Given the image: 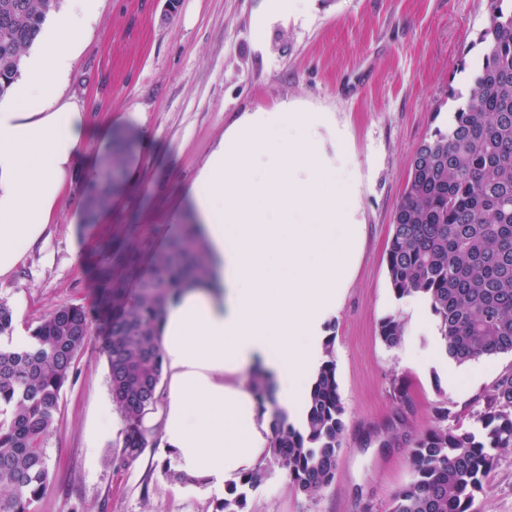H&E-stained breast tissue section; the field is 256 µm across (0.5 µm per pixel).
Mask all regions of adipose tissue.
<instances>
[{
  "mask_svg": "<svg viewBox=\"0 0 512 512\" xmlns=\"http://www.w3.org/2000/svg\"><path fill=\"white\" fill-rule=\"evenodd\" d=\"M100 0H68L39 38L25 80L0 96V277L43 239L76 169L82 109L59 101ZM320 112L258 111L224 136L191 189L212 274L181 288L161 324L165 401L142 424L178 471L218 488L254 468L271 430L239 381L272 380L278 406L303 413L324 325L358 248L355 189L325 166ZM271 156L266 171L253 168Z\"/></svg>",
  "mask_w": 512,
  "mask_h": 512,
  "instance_id": "ef3b65f1",
  "label": "adipose tissue"
}]
</instances>
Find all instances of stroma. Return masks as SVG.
Masks as SVG:
<instances>
[{
	"instance_id": "obj_1",
	"label": "stroma",
	"mask_w": 512,
	"mask_h": 512,
	"mask_svg": "<svg viewBox=\"0 0 512 512\" xmlns=\"http://www.w3.org/2000/svg\"><path fill=\"white\" fill-rule=\"evenodd\" d=\"M488 0H309L283 15L272 0H102L62 101L83 109L89 133L79 160L98 163L110 133L128 143L123 180L108 210L86 211L87 180L75 174L47 237L12 274L0 301L28 334L54 309L91 313V336L74 359L46 440L48 491L33 512H215L227 497L172 479L157 443L119 460L115 436L90 441L101 402L111 401L107 338L95 313L104 276L125 253L147 262L193 221L189 192L226 130L245 113L288 103L325 112L327 155L343 145L362 226L352 281L326 324L345 430L333 483L311 497L265 458L266 480L247 489L244 512H390L413 475L411 440L449 409V425L470 424L512 354L472 364L448 361L430 309L395 299L386 267L393 216L411 160L465 89L459 61L475 63ZM400 316L398 347L379 338L380 320ZM469 512H512V448L500 449L485 492Z\"/></svg>"
}]
</instances>
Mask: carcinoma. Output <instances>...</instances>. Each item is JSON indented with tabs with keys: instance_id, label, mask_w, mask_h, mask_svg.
<instances>
[{
	"instance_id": "cac0c4a2",
	"label": "carcinoma",
	"mask_w": 512,
	"mask_h": 512,
	"mask_svg": "<svg viewBox=\"0 0 512 512\" xmlns=\"http://www.w3.org/2000/svg\"><path fill=\"white\" fill-rule=\"evenodd\" d=\"M59 0H0V97L17 79L23 57ZM476 44L480 62L467 93L448 85L454 103L446 129L417 148L411 176L393 218L387 271L396 299L419 296L437 318L449 359L461 365L482 355L512 353V0H490ZM122 145L114 143L88 209L103 204L122 173ZM209 273L198 225L155 253L146 270L130 259L102 299L112 313L106 353L112 404L121 422L123 460L149 444L145 411L160 399L163 356L160 322L169 298L189 280ZM13 310L0 302V337L12 336ZM81 305L46 315L21 350L0 346V512H32L50 485L45 441L68 383L76 353L90 339ZM403 322L381 319L379 337L399 345ZM448 408L412 443V479L400 488L392 512H467L488 487L495 451L512 448V369L493 384L469 427H447ZM270 454L292 486L318 495L335 479L344 431L336 364L319 369L307 396L303 430L273 407ZM258 466L240 479L260 485ZM246 493L232 488L216 512H243Z\"/></svg>"
}]
</instances>
